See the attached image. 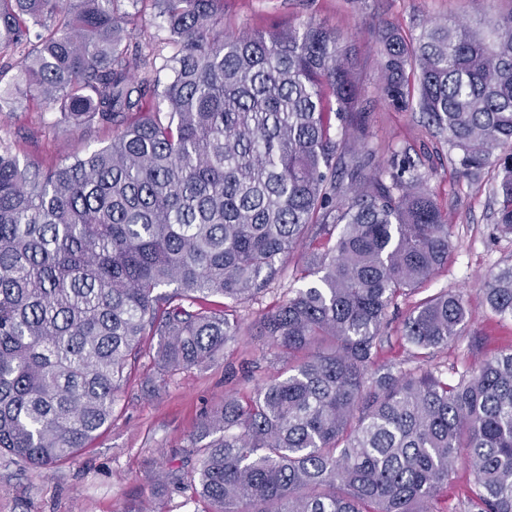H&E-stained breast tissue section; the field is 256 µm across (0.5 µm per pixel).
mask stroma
<instances>
[{"instance_id":"stroma-1","label":"stroma","mask_w":512,"mask_h":512,"mask_svg":"<svg viewBox=\"0 0 512 512\" xmlns=\"http://www.w3.org/2000/svg\"><path fill=\"white\" fill-rule=\"evenodd\" d=\"M511 14L512 0H224L225 34L280 30L313 18L355 47L373 151L369 169L410 157L453 226L448 269L428 288L432 294L460 291L469 308L464 335L436 357L451 377L512 348V323L493 315L483 298L490 274L512 265V235H492L494 170L459 175L456 150L432 137L419 113L394 111L383 100L376 32L393 24L415 37L445 18L482 28ZM55 120L51 105L38 100L16 112H0V140L13 143L31 166L43 168L64 163L83 146L97 148L111 140L109 131L73 129ZM302 261L301 251L291 253L269 290L241 305L238 344L206 366L160 372L153 361L158 339L144 337L139 356L125 369L111 424L76 457L46 471L0 456V512H199L192 488L160 497L157 485L168 471L187 475L198 467L196 450L205 443L200 424L207 412L222 407L227 395L249 394L256 380L277 376L281 363L255 328L296 287Z\"/></svg>"}]
</instances>
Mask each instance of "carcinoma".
Listing matches in <instances>:
<instances>
[{"label": "carcinoma", "instance_id": "carcinoma-1", "mask_svg": "<svg viewBox=\"0 0 512 512\" xmlns=\"http://www.w3.org/2000/svg\"><path fill=\"white\" fill-rule=\"evenodd\" d=\"M153 2L175 52L151 85L121 0H0V50L23 53L0 112L42 98L112 132L43 171L0 142V454L50 469L85 448L144 336L163 371L224 354L238 306L313 229L303 287L260 322L286 369L203 420L204 512H433L460 461L459 512H512V349L443 377L436 350L468 316L443 290L381 361L389 311L447 268L452 226L408 158L360 178L352 51L312 19L226 38L224 0ZM379 41L382 96L421 112L460 173L497 170L495 231L512 234V16ZM484 298L512 322L511 265Z\"/></svg>", "mask_w": 512, "mask_h": 512}]
</instances>
